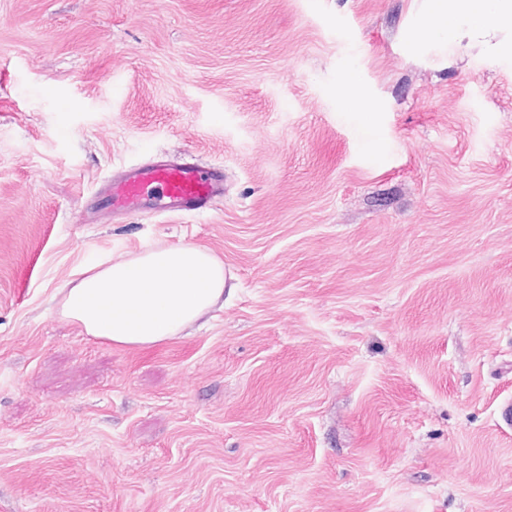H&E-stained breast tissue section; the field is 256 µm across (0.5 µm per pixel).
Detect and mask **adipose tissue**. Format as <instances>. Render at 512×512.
<instances>
[{
  "mask_svg": "<svg viewBox=\"0 0 512 512\" xmlns=\"http://www.w3.org/2000/svg\"><path fill=\"white\" fill-rule=\"evenodd\" d=\"M433 35L476 45L489 59L512 55V0H439ZM224 262L206 247L176 244L82 269L60 314L90 336L149 347L205 317L224 297Z\"/></svg>",
  "mask_w": 512,
  "mask_h": 512,
  "instance_id": "adipose-tissue-1",
  "label": "adipose tissue"
}]
</instances>
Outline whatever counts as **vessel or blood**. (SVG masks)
<instances>
[{"label": "vessel or blood", "instance_id": "1", "mask_svg": "<svg viewBox=\"0 0 512 512\" xmlns=\"http://www.w3.org/2000/svg\"><path fill=\"white\" fill-rule=\"evenodd\" d=\"M96 220L160 212L201 213L224 195V170L161 158L116 170L96 191Z\"/></svg>", "mask_w": 512, "mask_h": 512}]
</instances>
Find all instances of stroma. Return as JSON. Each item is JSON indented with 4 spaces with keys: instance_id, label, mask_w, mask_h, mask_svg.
I'll list each match as a JSON object with an SVG mask.
<instances>
[{
    "instance_id": "stroma-1",
    "label": "stroma",
    "mask_w": 512,
    "mask_h": 512,
    "mask_svg": "<svg viewBox=\"0 0 512 512\" xmlns=\"http://www.w3.org/2000/svg\"><path fill=\"white\" fill-rule=\"evenodd\" d=\"M427 2L0 0V512H512V58ZM163 156L223 199L88 215ZM179 243L237 286L204 326L61 317Z\"/></svg>"
}]
</instances>
